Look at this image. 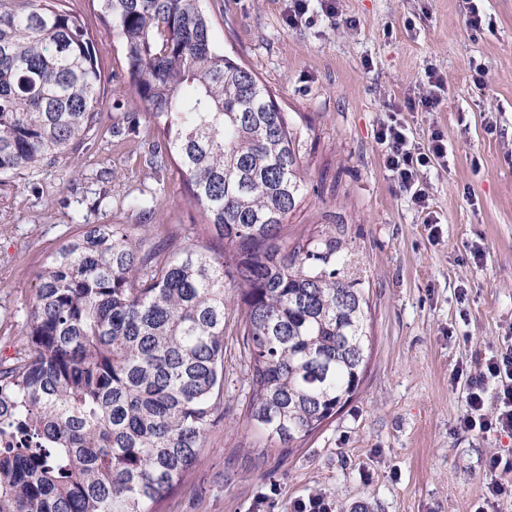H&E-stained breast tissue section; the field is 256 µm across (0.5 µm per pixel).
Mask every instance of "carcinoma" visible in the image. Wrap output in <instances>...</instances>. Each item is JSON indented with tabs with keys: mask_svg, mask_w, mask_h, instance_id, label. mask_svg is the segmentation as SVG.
<instances>
[{
	"mask_svg": "<svg viewBox=\"0 0 512 512\" xmlns=\"http://www.w3.org/2000/svg\"><path fill=\"white\" fill-rule=\"evenodd\" d=\"M122 42L157 139L224 249L81 224L47 260L0 359V512H153L196 466L224 396L229 306L250 366L247 424L281 452L362 383L368 305L336 236L286 247L304 180L254 73L213 43L200 0H89ZM95 39L61 0H0V176L85 146L103 105ZM157 193L128 207L155 211Z\"/></svg>",
	"mask_w": 512,
	"mask_h": 512,
	"instance_id": "1",
	"label": "carcinoma"
}]
</instances>
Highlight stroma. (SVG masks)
<instances>
[{
    "label": "stroma",
    "instance_id": "obj_1",
    "mask_svg": "<svg viewBox=\"0 0 512 512\" xmlns=\"http://www.w3.org/2000/svg\"><path fill=\"white\" fill-rule=\"evenodd\" d=\"M470 0H318L288 23L290 0H202L214 44L274 94L299 142L305 190L288 236L333 235L349 252L340 275L369 304L372 349L358 392L286 452L245 423L248 359L224 336V419L194 470L154 512H293L324 494L344 512H474L486 460L512 456V435L456 432L466 411L459 367L512 348V0H479L489 31L467 23ZM95 37L104 104L94 144L71 148L35 183L0 179V356L14 352L12 314L28 303L49 254L80 224H139L133 209L96 208L100 195L158 192L152 223L202 247L203 227L176 172L156 177L154 137L120 134L142 112L121 42L89 0H65ZM485 70L475 81L473 64ZM447 89L436 111H409L427 67ZM411 141L433 133L448 157L424 172L430 211L411 206L377 139L390 110ZM433 224H426V216Z\"/></svg>",
    "mask_w": 512,
    "mask_h": 512
}]
</instances>
